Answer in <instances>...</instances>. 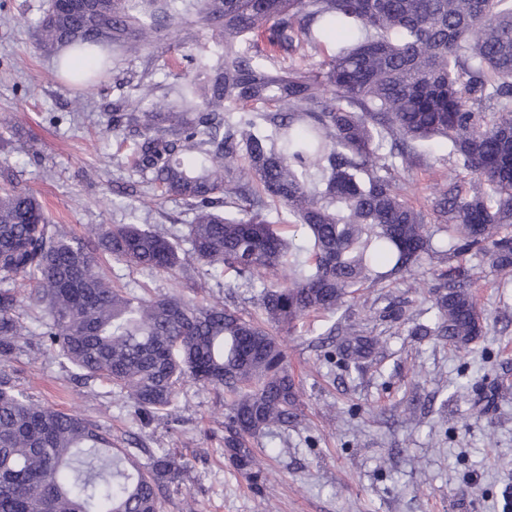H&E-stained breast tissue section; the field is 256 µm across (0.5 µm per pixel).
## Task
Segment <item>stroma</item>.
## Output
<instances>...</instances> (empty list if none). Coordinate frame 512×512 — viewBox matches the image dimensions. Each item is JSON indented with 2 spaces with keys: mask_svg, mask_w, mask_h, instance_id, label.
<instances>
[{
  "mask_svg": "<svg viewBox=\"0 0 512 512\" xmlns=\"http://www.w3.org/2000/svg\"><path fill=\"white\" fill-rule=\"evenodd\" d=\"M48 0H0V118L13 127L0 148V178L11 175L42 201L52 227L85 238L99 224L161 225L183 235L191 215L179 200L147 203L131 191L123 154L107 128L114 100L162 96L169 79L145 78V68L181 63L209 47L205 34L172 25L134 58L113 55L105 79L79 88L56 71L55 55L41 51L35 26ZM82 108H75V99ZM423 163L397 175L407 199L426 207L436 184L469 181L438 142L422 146ZM102 269L119 288L151 289L200 302L223 303L258 316L251 293L233 275L215 278L197 267L181 274L150 273L104 257ZM488 273L476 290L489 332L470 350L442 337L409 335L398 317L431 315L399 279L364 285L349 309L365 334L377 337L376 355L361 367L326 358L319 338L336 317L303 319L281 335L288 368L301 392L302 415L288 429L255 441L266 481L254 488L224 453V391L180 387L177 407L144 424L131 403L97 380L74 378L44 346L38 324L0 374L31 400L84 416L109 431L116 447L138 443L139 463L166 449L187 465L179 491L163 512H507L512 504V285Z\"/></svg>",
  "mask_w": 512,
  "mask_h": 512,
  "instance_id": "stroma-1",
  "label": "stroma"
}]
</instances>
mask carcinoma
Returning <instances> with one entry per match:
<instances>
[{
	"mask_svg": "<svg viewBox=\"0 0 512 512\" xmlns=\"http://www.w3.org/2000/svg\"><path fill=\"white\" fill-rule=\"evenodd\" d=\"M179 23L215 50L190 56L193 79L149 103H112L108 126L132 140L129 178L192 214L181 252L162 227L99 225L76 239L50 228L38 197L0 185V359L29 327L60 363L122 393L148 422L190 380L231 397L224 447L253 485L263 467L250 442L296 423L302 401L278 339L311 315L350 307L367 282L409 275L430 288L434 332L465 349L488 332L473 285L512 273V0H50L40 49L135 56ZM348 33L313 70H266L260 49L306 55ZM78 84L94 75L62 58ZM438 139L480 185L443 184L429 211L396 189ZM301 227L288 238L268 219ZM106 252L128 267L174 272L185 256L230 270L256 294L263 320L218 303L122 291L100 271ZM471 252L478 263L432 272L422 260ZM30 282L22 295L5 282ZM350 360L377 341L347 316L327 331ZM186 464L167 451L140 465L95 423L30 400L0 378V512H162Z\"/></svg>",
	"mask_w": 512,
	"mask_h": 512,
	"instance_id": "obj_1",
	"label": "carcinoma"
}]
</instances>
